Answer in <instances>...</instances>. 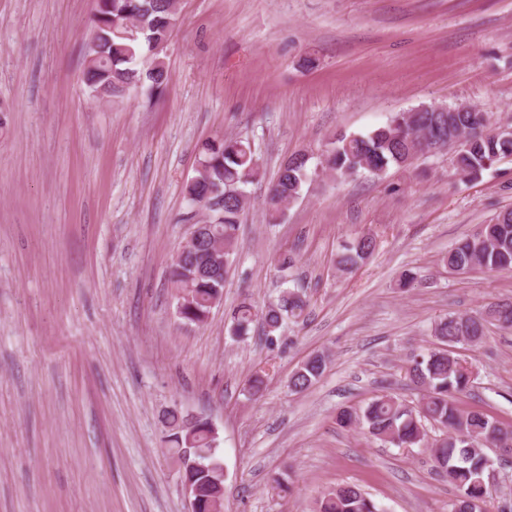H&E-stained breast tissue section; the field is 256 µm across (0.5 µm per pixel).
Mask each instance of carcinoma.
Here are the masks:
<instances>
[{"label":"carcinoma","instance_id":"carcinoma-1","mask_svg":"<svg viewBox=\"0 0 512 512\" xmlns=\"http://www.w3.org/2000/svg\"><path fill=\"white\" fill-rule=\"evenodd\" d=\"M178 15L176 0H99L84 51L83 82L93 97L110 101L144 85L153 92L162 91L169 82V70L157 46L168 41ZM491 119L490 113L479 108L452 116L450 122L456 130L472 131L450 149L452 168L462 181L476 180L501 159L512 156V133L490 138L473 133ZM450 122L431 104L398 112L367 135L329 137L320 165L325 173L338 177L382 175L393 165L408 169L422 155L420 136L427 133L433 138L432 145L448 146ZM198 152L195 175L184 186L185 199L203 205L213 201L215 207L207 208L206 223L195 245L172 262L169 273L176 299L183 301L178 318L187 325L206 323L213 303L220 300L238 250L242 215L248 207L243 197L245 187L264 177L262 165L245 138L207 140ZM307 162L306 155L298 154L281 163L266 199L268 223H277L288 204L299 197L309 179ZM218 244L224 246L222 268L212 260ZM376 246L374 234L356 235L343 245L337 271H352L372 256ZM443 262L450 270L471 264L489 271L512 270V209L478 225L448 250ZM306 310V299L290 290L260 310L243 301L232 311L230 331L234 336H246L251 324L259 320L265 340L272 345L284 321H298ZM489 324L512 331V302L490 303L475 316L448 315L435 323L433 336L441 347L413 353L406 365V377L422 393L417 405L405 403L392 392H382L364 406L346 407L336 414V424L345 431L361 427L374 439L398 448H429L435 474L456 490V497L448 503L449 512H473L474 503L484 504L491 498L485 480L487 449L512 452V425L480 409L460 408L474 373L464 360L444 349L446 345L480 341ZM325 368V357L314 355L291 374L288 386L297 393L305 392L320 380ZM427 422L440 425L441 435L429 438ZM162 424L182 482L195 491V512H213L215 502L222 498L224 481L208 421L171 409L162 417ZM315 512L379 510L362 489L344 485L324 493L316 501Z\"/></svg>","mask_w":512,"mask_h":512}]
</instances>
